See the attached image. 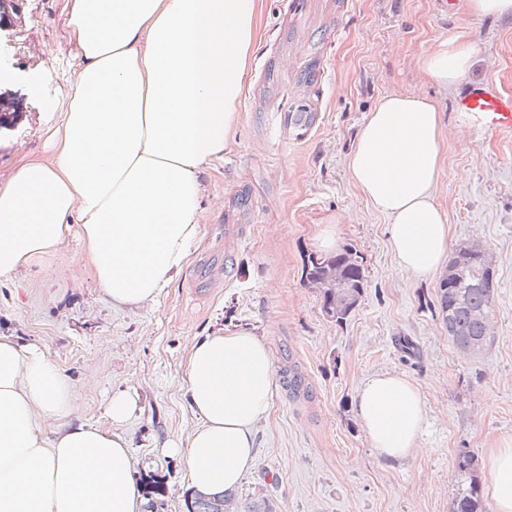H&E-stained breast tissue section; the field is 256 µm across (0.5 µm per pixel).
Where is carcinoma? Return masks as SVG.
Returning a JSON list of instances; mask_svg holds the SVG:
<instances>
[{"label":"carcinoma","mask_w":512,"mask_h":512,"mask_svg":"<svg viewBox=\"0 0 512 512\" xmlns=\"http://www.w3.org/2000/svg\"><path fill=\"white\" fill-rule=\"evenodd\" d=\"M460 266L468 271L462 280L455 279L454 268ZM340 276L346 284L348 304L336 310L333 291H323V305L329 307L330 321L344 323L358 306L365 288L363 257L352 247L341 252L316 259L309 258L305 265L308 282L322 286L334 276ZM493 268L485 264L478 254L455 253L448 264V271L439 279L436 303L442 323L448 326V337L456 347L469 339H476L481 346L489 340V318L493 310ZM460 481L453 501L452 512H488L481 484L476 475L474 455L465 452L457 459Z\"/></svg>","instance_id":"cac0c4a2"}]
</instances>
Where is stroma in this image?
Wrapping results in <instances>:
<instances>
[{
	"instance_id": "35a3bbf8",
	"label": "stroma",
	"mask_w": 512,
	"mask_h": 512,
	"mask_svg": "<svg viewBox=\"0 0 512 512\" xmlns=\"http://www.w3.org/2000/svg\"><path fill=\"white\" fill-rule=\"evenodd\" d=\"M68 0H18L0 31V60L14 79L0 93L20 110L0 128V183L26 162L54 163L52 129L65 120L78 60ZM454 38L472 67L443 89L419 70L430 47ZM512 94V18L452 12L448 0H261L258 34L243 79L232 139L202 167L200 232L158 301L113 308L77 235L41 263L0 280V335L32 344L76 393L72 417L102 430L114 393L136 403L125 431L133 476L156 512H187L193 491L168 442L196 422L186 394L191 348L205 336L245 329L262 336L277 387L256 427V463L234 491L238 507L272 512H452L458 454L483 457L512 437V130L458 112L471 85ZM420 89L444 128L437 201L451 246L477 241L494 268L490 340L461 353L436 308L437 279L392 273L385 217L351 181L346 159L378 99ZM216 224L243 233L216 239ZM363 258L365 290L343 324L322 312V289L303 275L320 237ZM227 266L204 299L187 282L203 251ZM303 379L288 385V370ZM380 371L416 382L428 408L420 448L404 462L375 458L356 420L360 382Z\"/></svg>"
}]
</instances>
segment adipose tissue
Segmentation results:
<instances>
[{"label": "adipose tissue", "instance_id": "obj_1", "mask_svg": "<svg viewBox=\"0 0 512 512\" xmlns=\"http://www.w3.org/2000/svg\"><path fill=\"white\" fill-rule=\"evenodd\" d=\"M255 13L256 0H69L79 69L51 136L57 164L29 162L0 184V279L75 229L113 305L157 299L199 233V171L232 138ZM470 62L467 45L444 41L420 68L448 89ZM442 128L427 95L392 93L368 112L347 158L351 180L389 222L396 269L421 280L448 257L436 201ZM274 385L272 352L251 331L193 346L186 392L197 422L168 446L183 455L190 488L231 491L254 466ZM72 407L67 378L40 351L0 336V512H142L122 430L134 401L113 396L112 432L71 420ZM354 409L378 458L399 462L419 448L428 410L405 375H371ZM484 464L494 512H512V437Z\"/></svg>", "mask_w": 512, "mask_h": 512}]
</instances>
